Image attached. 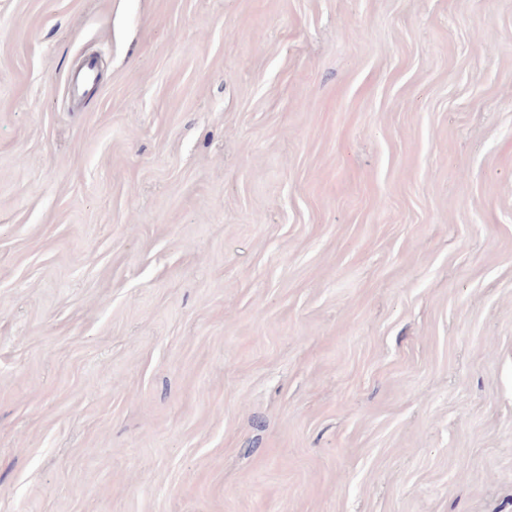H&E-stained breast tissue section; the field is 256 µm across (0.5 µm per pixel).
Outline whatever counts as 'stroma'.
Instances as JSON below:
<instances>
[{
	"label": "stroma",
	"instance_id": "stroma-1",
	"mask_svg": "<svg viewBox=\"0 0 512 512\" xmlns=\"http://www.w3.org/2000/svg\"><path fill=\"white\" fill-rule=\"evenodd\" d=\"M0 512H512V0H0Z\"/></svg>",
	"mask_w": 512,
	"mask_h": 512
}]
</instances>
